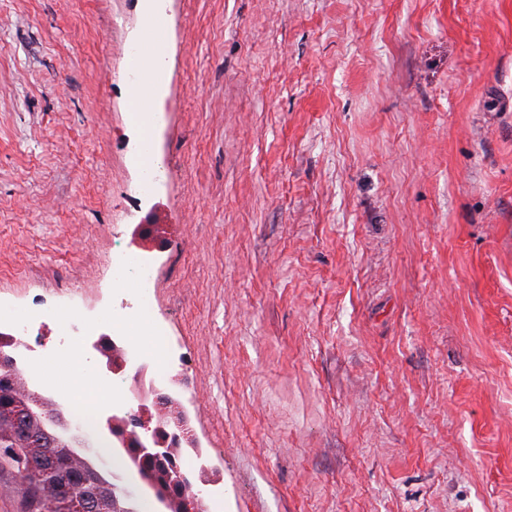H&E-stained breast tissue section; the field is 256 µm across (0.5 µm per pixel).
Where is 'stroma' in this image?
<instances>
[{"instance_id":"1","label":"stroma","mask_w":512,"mask_h":512,"mask_svg":"<svg viewBox=\"0 0 512 512\" xmlns=\"http://www.w3.org/2000/svg\"><path fill=\"white\" fill-rule=\"evenodd\" d=\"M0 0V296L160 258L221 512H512V0ZM139 65L142 71L152 78L149 84V98L144 95L132 96L129 99L127 109V120L130 124L140 128L143 139H153V131L159 127L163 120L164 115L161 112H154L151 107L153 104L154 96L157 90L160 89V83L163 78V68L161 61L158 57H154L151 53H145L139 59ZM138 68H134L127 77L128 86L131 92H136L142 84L143 74ZM151 111V112H146ZM140 112H142L140 114ZM140 116H142L145 126L142 125ZM149 152L145 143L131 155L130 163L136 168L140 174L139 200L149 199L157 190L160 183V174L164 166V162L159 159L156 152H153L151 164L148 162Z\"/></svg>"}]
</instances>
